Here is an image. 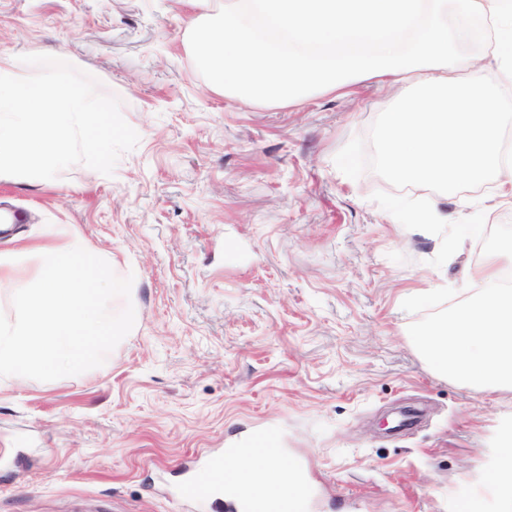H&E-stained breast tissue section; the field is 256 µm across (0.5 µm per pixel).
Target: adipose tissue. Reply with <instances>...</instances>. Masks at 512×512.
<instances>
[{"label": "adipose tissue", "instance_id": "adipose-tissue-1", "mask_svg": "<svg viewBox=\"0 0 512 512\" xmlns=\"http://www.w3.org/2000/svg\"><path fill=\"white\" fill-rule=\"evenodd\" d=\"M483 18L495 68L458 54ZM194 53L214 90L245 104L290 106L363 79L396 90L380 149L390 173L423 184L496 178L512 198V159L500 133L512 114V0H225ZM244 488L293 492L288 464L257 454Z\"/></svg>", "mask_w": 512, "mask_h": 512}]
</instances>
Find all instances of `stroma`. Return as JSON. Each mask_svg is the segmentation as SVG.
I'll use <instances>...</instances> for the list:
<instances>
[{
  "instance_id": "obj_1",
  "label": "stroma",
  "mask_w": 512,
  "mask_h": 512,
  "mask_svg": "<svg viewBox=\"0 0 512 512\" xmlns=\"http://www.w3.org/2000/svg\"><path fill=\"white\" fill-rule=\"evenodd\" d=\"M188 0H0V57L49 54L119 98L139 143L112 175L77 164L0 182L24 211L0 252L68 226L134 275L133 330L105 363L42 382L0 377V512H212L186 468L274 432L309 512H504L495 484L512 391L476 393L412 345L408 297L483 257L404 228L374 192L449 220L512 222L497 180L392 177L378 142L395 93L247 106L212 89L188 46Z\"/></svg>"
}]
</instances>
